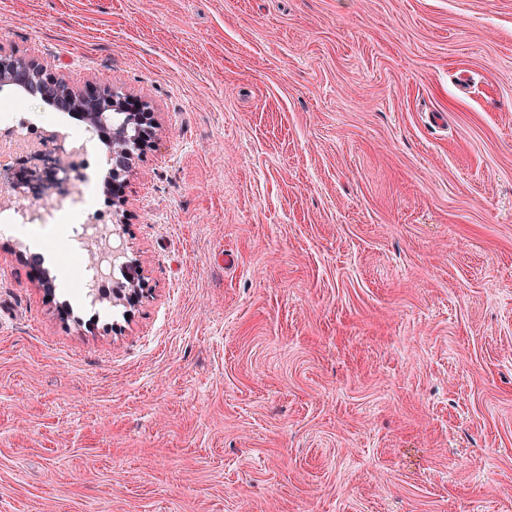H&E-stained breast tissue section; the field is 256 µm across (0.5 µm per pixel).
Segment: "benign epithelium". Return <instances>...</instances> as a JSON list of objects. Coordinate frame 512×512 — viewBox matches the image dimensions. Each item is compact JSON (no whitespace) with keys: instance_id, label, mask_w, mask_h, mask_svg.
Returning a JSON list of instances; mask_svg holds the SVG:
<instances>
[{"instance_id":"1","label":"benign epithelium","mask_w":512,"mask_h":512,"mask_svg":"<svg viewBox=\"0 0 512 512\" xmlns=\"http://www.w3.org/2000/svg\"><path fill=\"white\" fill-rule=\"evenodd\" d=\"M23 81L28 88L52 103H62L89 130L93 131L118 159L120 168L112 169V205L117 222L112 227L91 224L87 228V250L90 265L97 266L110 259L127 270L126 281L112 286V297L121 302H134L144 286L137 264L120 262L124 253L110 247L111 237L126 230V205L123 186L116 183L123 174L132 171L136 159L154 135V116L147 101L121 94L108 85L93 83L83 89L71 86L63 77L52 72V65L36 59L19 58L0 52V82Z\"/></svg>"}]
</instances>
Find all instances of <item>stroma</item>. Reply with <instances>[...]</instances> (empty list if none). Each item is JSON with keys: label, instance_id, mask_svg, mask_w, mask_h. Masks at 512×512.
Returning a JSON list of instances; mask_svg holds the SVG:
<instances>
[{"label": "stroma", "instance_id": "stroma-1", "mask_svg": "<svg viewBox=\"0 0 512 512\" xmlns=\"http://www.w3.org/2000/svg\"><path fill=\"white\" fill-rule=\"evenodd\" d=\"M0 50L158 124L134 308L0 236V512H512V0H0Z\"/></svg>", "mask_w": 512, "mask_h": 512}]
</instances>
